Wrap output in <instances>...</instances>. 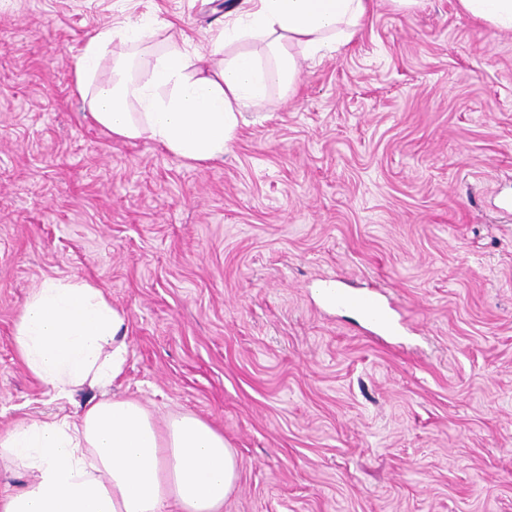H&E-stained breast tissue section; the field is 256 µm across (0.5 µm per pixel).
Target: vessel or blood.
Instances as JSON below:
<instances>
[{"mask_svg":"<svg viewBox=\"0 0 512 512\" xmlns=\"http://www.w3.org/2000/svg\"><path fill=\"white\" fill-rule=\"evenodd\" d=\"M317 294L327 306L357 313L371 335H392L399 331L400 323L394 316L395 307L392 302L383 300L381 295L349 290L335 280L320 283Z\"/></svg>","mask_w":512,"mask_h":512,"instance_id":"1","label":"vessel or blood"}]
</instances>
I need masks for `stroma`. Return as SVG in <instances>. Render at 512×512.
Here are the masks:
<instances>
[{"mask_svg":"<svg viewBox=\"0 0 512 512\" xmlns=\"http://www.w3.org/2000/svg\"><path fill=\"white\" fill-rule=\"evenodd\" d=\"M239 0H0V432L75 414L20 361L46 279L130 324L118 393L239 460L224 512H512V30L424 0L370 22L198 164L95 124L85 42L122 20L200 49ZM384 287L364 334L322 279ZM340 280H325L319 284L317 294L321 301L336 309H350L357 313L364 324L365 330L372 336L392 335L399 332L401 321H397L393 312L397 311L386 294L379 290L378 294L365 293L343 288Z\"/></svg>","mask_w":512,"mask_h":512,"instance_id":"obj_1","label":"stroma"}]
</instances>
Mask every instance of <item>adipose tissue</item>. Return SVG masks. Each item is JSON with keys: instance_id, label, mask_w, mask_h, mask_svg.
Instances as JSON below:
<instances>
[{"instance_id": "obj_1", "label": "adipose tissue", "mask_w": 512, "mask_h": 512, "mask_svg": "<svg viewBox=\"0 0 512 512\" xmlns=\"http://www.w3.org/2000/svg\"><path fill=\"white\" fill-rule=\"evenodd\" d=\"M459 10L495 30H512V0H457ZM372 0H244L209 54L190 38L162 54L97 65L113 42L138 45L142 25L99 30L85 43L75 91L91 118L119 139L149 138L184 159L223 155L243 111L272 90L298 84V53L333 55L364 29ZM254 41L261 50L228 52ZM221 63H214L215 55ZM125 312L87 282L47 279L15 325L14 342L30 373L55 398L101 391L73 416L22 420L0 434V467L23 469L24 487L0 494V512H223L239 462L221 432L191 414L158 421L138 399L111 394L128 361Z\"/></svg>"}]
</instances>
